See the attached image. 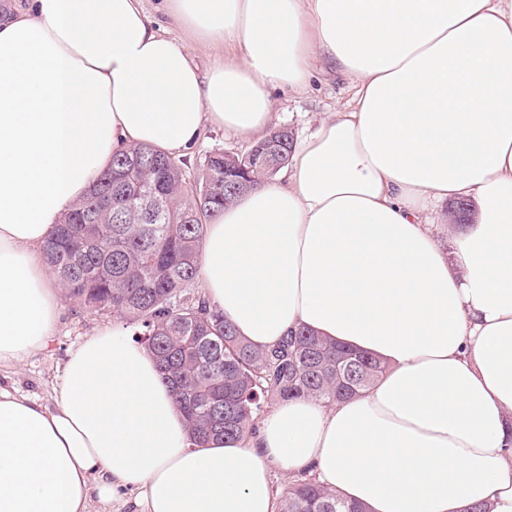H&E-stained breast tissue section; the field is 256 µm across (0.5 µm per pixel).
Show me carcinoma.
<instances>
[{
  "label": "carcinoma",
  "mask_w": 512,
  "mask_h": 512,
  "mask_svg": "<svg viewBox=\"0 0 512 512\" xmlns=\"http://www.w3.org/2000/svg\"><path fill=\"white\" fill-rule=\"evenodd\" d=\"M271 133L276 153H266L264 140L243 153L212 151L194 176L186 161L153 145L113 155L43 249L70 300L143 328L141 341L199 444L255 430L272 401H338L386 371L378 359L308 329L257 349L197 290L207 224L288 164L291 134ZM278 512L364 510L301 477L278 498Z\"/></svg>",
  "instance_id": "carcinoma-1"
}]
</instances>
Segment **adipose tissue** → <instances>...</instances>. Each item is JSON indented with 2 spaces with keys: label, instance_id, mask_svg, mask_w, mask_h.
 Listing matches in <instances>:
<instances>
[{
  "label": "adipose tissue",
  "instance_id": "ef3b65f1",
  "mask_svg": "<svg viewBox=\"0 0 512 512\" xmlns=\"http://www.w3.org/2000/svg\"><path fill=\"white\" fill-rule=\"evenodd\" d=\"M205 72L142 0L0 11V371L52 340L43 247L114 154L253 142L271 92L314 60L355 92L273 181L207 226L211 308L253 346L304 327L385 361L368 391L280 402L203 446L144 346L108 327L72 349L49 401L0 384V512H277L274 470L367 512H512V0H163ZM450 199L447 242L429 211ZM144 6L150 21L156 27L167 30L169 35L175 40L189 46L191 59L200 70H208L216 60L224 56V47L193 42L185 32L171 26L170 20L165 14L162 1L145 0Z\"/></svg>",
  "mask_w": 512,
  "mask_h": 512
}]
</instances>
